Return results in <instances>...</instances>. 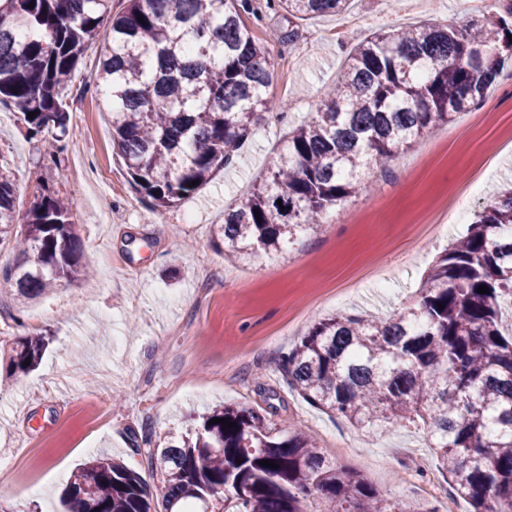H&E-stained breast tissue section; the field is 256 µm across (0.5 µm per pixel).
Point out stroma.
I'll return each mask as SVG.
<instances>
[{
	"instance_id": "stroma-1",
	"label": "stroma",
	"mask_w": 512,
	"mask_h": 512,
	"mask_svg": "<svg viewBox=\"0 0 512 512\" xmlns=\"http://www.w3.org/2000/svg\"><path fill=\"white\" fill-rule=\"evenodd\" d=\"M478 13L471 0H352L348 14L359 24L340 36L343 17L294 23L273 0H250L244 20L269 45L271 91L286 106L260 112L233 162L161 212L113 156L110 115L93 92L107 32L75 70L85 92L66 98L63 150L46 153L0 105V163L14 174L18 215L38 187L49 188L71 204L82 261L93 269L26 304L0 288V351L32 332L55 337L30 373L7 376L0 358V470L19 474L0 479V507L58 512L62 489L90 456L139 466L133 445H167L190 427L188 413L223 403L253 409L281 430H307L337 466L415 512L457 504L424 423L356 428L306 402L279 363L320 318H383L412 305L437 257L468 229L463 222L432 234L423 214L470 178L479 182L472 214L512 183V153L477 159L481 143L512 128V64L480 106L497 112L498 126L477 123V112L459 114L400 151L387 171L369 174L333 222L282 255L228 263L212 240L225 208L246 199L289 128L312 115L361 41L428 21L464 24Z\"/></svg>"
}]
</instances>
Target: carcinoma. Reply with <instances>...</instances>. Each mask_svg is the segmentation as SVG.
Listing matches in <instances>:
<instances>
[{
    "instance_id": "cac0c4a2",
    "label": "carcinoma",
    "mask_w": 512,
    "mask_h": 512,
    "mask_svg": "<svg viewBox=\"0 0 512 512\" xmlns=\"http://www.w3.org/2000/svg\"><path fill=\"white\" fill-rule=\"evenodd\" d=\"M247 2L121 0L114 12L112 0H0V103L31 136L58 147L78 60L109 28L95 94L111 112L112 151L130 183L163 211L232 161L257 111L284 106L269 97L268 51L242 17ZM350 3L279 0L301 20L342 14ZM509 33L512 0L465 26L428 22L362 41L314 115L288 131L266 178L224 212L215 246L238 261L280 254L315 231L363 190L367 172L484 100L512 62ZM15 202V184L0 170V246L20 257L3 280L17 296L36 299L87 277L72 208L47 192L14 234ZM481 285L490 293L476 292ZM505 295L512 297V189L492 193L430 269L414 306L386 319H319L284 353L280 370L308 403L359 428L427 423L455 495L470 512H503L504 503L512 508ZM50 342L43 332L17 338L6 374L34 370ZM214 418L235 426L224 430ZM193 421L163 448L135 449L159 477L156 490L124 461L99 456L72 474L62 512H224L228 504L233 512H314L316 498L332 512H410L336 467L304 431H276L250 408L217 406Z\"/></svg>"
}]
</instances>
